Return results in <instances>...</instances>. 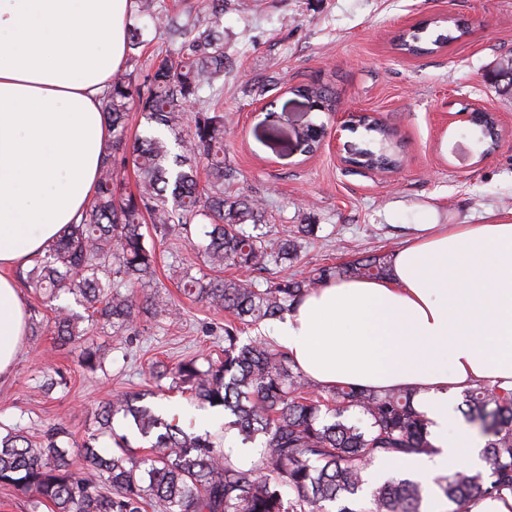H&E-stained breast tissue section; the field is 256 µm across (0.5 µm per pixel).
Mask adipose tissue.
Returning a JSON list of instances; mask_svg holds the SVG:
<instances>
[{
	"label": "adipose tissue",
	"mask_w": 512,
	"mask_h": 512,
	"mask_svg": "<svg viewBox=\"0 0 512 512\" xmlns=\"http://www.w3.org/2000/svg\"><path fill=\"white\" fill-rule=\"evenodd\" d=\"M130 0H0V379L28 313L10 269L29 266L91 198L112 137L102 98L125 62ZM318 385L411 388L434 454L428 479L476 464L448 398L512 386V221L424 224L382 280L310 290L268 331Z\"/></svg>",
	"instance_id": "obj_1"
}]
</instances>
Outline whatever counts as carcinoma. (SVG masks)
Segmentation results:
<instances>
[{
  "instance_id": "cac0c4a2",
  "label": "carcinoma",
  "mask_w": 512,
  "mask_h": 512,
  "mask_svg": "<svg viewBox=\"0 0 512 512\" xmlns=\"http://www.w3.org/2000/svg\"><path fill=\"white\" fill-rule=\"evenodd\" d=\"M127 26V65L104 95L103 112L112 128L98 181L78 223L68 225L33 264L15 271L19 284L42 293L53 312L52 332L59 347L80 346L81 366L103 368L102 349L90 337L121 336L142 316L173 315L168 304L138 290L157 277L155 238L171 234L192 240L191 224L204 226L196 250L208 272L182 268L183 293L228 312L224 357L203 366L191 358L157 376L172 377V388L201 403L224 409L228 430L244 444L260 446L248 467L217 446L208 433L197 434L141 403L142 397L117 394L95 414L98 427L64 449L68 433L50 428L39 440L23 428L0 434V486L52 512H422L426 484L393 474L362 498L366 470L376 463L435 452L428 423L413 406L408 389L371 392L355 386L319 388L290 359L264 339L240 341L241 327L284 316L302 295L343 278L381 279L390 256L373 254L339 265H322L303 278L266 281L255 273L297 258L299 240L317 225L299 224L273 239L262 231L266 206L254 198L224 193V0H202L200 14L181 21L164 0H133ZM149 17L174 47L156 54L144 81L146 40L138 25ZM420 24L398 35L400 49L429 54L456 40L438 34L430 42ZM292 92L333 108V93L319 83ZM137 104L158 129L127 140L130 105ZM358 126L372 135L366 162L398 164L390 130L375 118ZM122 157H117V154ZM205 164L206 180L200 179ZM132 165L137 190L117 193L116 166ZM232 266L239 275L222 276ZM72 296L87 315L53 304ZM464 414L486 438L485 469H460L433 480L440 495L460 508L469 502L512 492V389L478 383L462 392ZM131 416L149 443L140 458L127 437L112 430V419ZM107 436L115 445L105 454Z\"/></svg>"
}]
</instances>
